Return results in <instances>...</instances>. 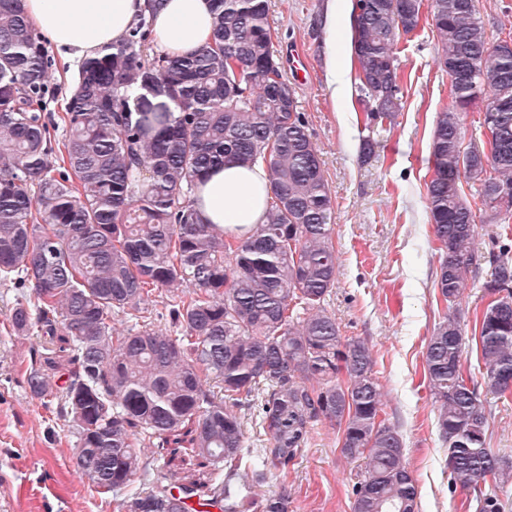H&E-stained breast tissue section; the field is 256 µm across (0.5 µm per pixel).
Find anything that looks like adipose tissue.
Instances as JSON below:
<instances>
[{"mask_svg": "<svg viewBox=\"0 0 512 512\" xmlns=\"http://www.w3.org/2000/svg\"><path fill=\"white\" fill-rule=\"evenodd\" d=\"M143 7L144 0H24L31 25L71 60L123 40ZM151 22L154 44L166 53L190 54L212 42L210 0H163ZM269 198L267 172L258 164L214 168L195 189L203 222L231 228L262 223Z\"/></svg>", "mask_w": 512, "mask_h": 512, "instance_id": "1", "label": "adipose tissue"}]
</instances>
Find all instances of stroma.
<instances>
[{"instance_id":"1","label":"stroma","mask_w":512,"mask_h":512,"mask_svg":"<svg viewBox=\"0 0 512 512\" xmlns=\"http://www.w3.org/2000/svg\"><path fill=\"white\" fill-rule=\"evenodd\" d=\"M332 9L348 13L350 0L333 6L328 0H271L268 17L273 48L295 89L334 202L338 270L324 306L342 335L364 340L376 359L382 417L403 438L420 512H470L469 490L446 463L423 360L448 311L434 286L439 254L426 207L436 116L453 104L448 74L437 62L431 15L423 13L418 28L397 45L399 112L366 125L360 88L336 99L328 86L323 50L332 36L326 20ZM365 137L376 142L367 160L359 153ZM490 274V266H482L461 301L471 369L478 357L475 316L487 303L480 282ZM22 295L0 282V512H112L111 495L98 493L79 473L66 422L26 386L32 350L49 347L50 339L11 332L8 317ZM482 403L491 450L512 457V395L487 394ZM340 437L326 420L313 422L287 479L268 475L257 495L287 491L289 512H352V486L362 468L342 455Z\"/></svg>"}]
</instances>
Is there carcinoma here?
<instances>
[{"label": "carcinoma", "instance_id": "1", "mask_svg": "<svg viewBox=\"0 0 512 512\" xmlns=\"http://www.w3.org/2000/svg\"><path fill=\"white\" fill-rule=\"evenodd\" d=\"M211 2L212 44L170 56L151 47L149 18L162 0H146L122 42L79 65L59 142L44 113L47 41L24 0H0V281L33 291L13 307L12 331L59 343L31 365L27 387L57 401L78 471L115 495V512H188L193 497L222 512H288V495L256 499L241 468L257 483L286 471L318 418L342 430L344 457L365 459L353 512H418L402 436L380 419L372 352L342 336L324 307L338 267L333 203L274 54L268 0ZM422 7L352 0L372 120L399 110L397 44ZM429 7L439 63L454 75L452 108L438 113L430 144L436 287L456 304L482 264L492 273L475 323L481 380L464 371L455 314L429 337L425 370L447 465L468 483L469 506L505 512L497 489L512 484V459L488 448L480 390L512 394V245L475 248L462 184L482 205L512 212V36L490 41L475 0ZM483 94L488 148L467 147L462 113ZM229 162L260 163L269 177L264 222L244 234L202 223L194 206L197 180ZM118 316L128 329L114 326ZM164 316L168 328L155 323ZM251 402L267 448L248 447L240 410Z\"/></svg>", "mask_w": 512, "mask_h": 512}]
</instances>
